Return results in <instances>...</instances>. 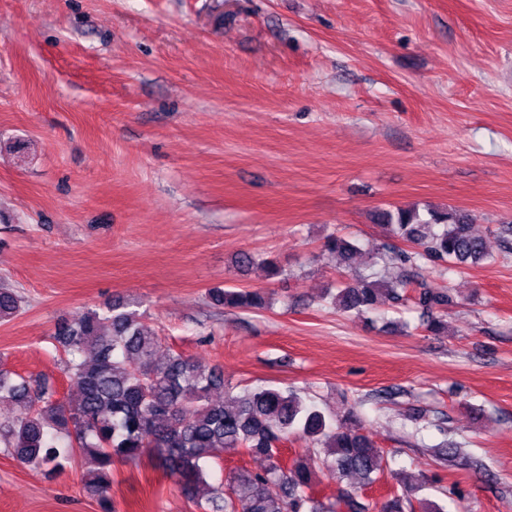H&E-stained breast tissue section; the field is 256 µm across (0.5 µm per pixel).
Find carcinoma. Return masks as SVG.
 <instances>
[{
    "instance_id": "carcinoma-1",
    "label": "carcinoma",
    "mask_w": 512,
    "mask_h": 512,
    "mask_svg": "<svg viewBox=\"0 0 512 512\" xmlns=\"http://www.w3.org/2000/svg\"><path fill=\"white\" fill-rule=\"evenodd\" d=\"M375 220L390 240L379 245L372 266L376 270L336 287L332 302L342 311L363 314L386 305L398 308L419 288L417 304L427 316V328L447 329L448 293L427 286L419 276V261L433 259L461 268L490 257L487 241L474 234L468 213L429 207L380 208ZM404 241L421 247L405 251ZM326 249L349 263L358 246L329 235ZM209 298L228 309L260 310L269 307L261 289L211 288ZM139 303L114 300L75 319L61 322L54 339L64 374L80 388L73 404L55 398L56 389L41 379L25 378L0 368V401L21 405L15 419L0 423V445L12 450L22 464L58 473L64 462L79 455L94 468L85 488L102 506L115 512L110 498L113 467L118 462H147L175 478L181 495L196 512H365L350 492L335 504L318 497L315 469H326L340 482L357 476L368 486L384 472L383 456L351 409L325 415L292 388L246 387L214 401L212 391L224 389V372L174 349L156 359L160 338L144 322ZM20 310L19 297L0 288V321ZM304 437L316 447V458H295L287 463L279 445ZM262 456L266 467L255 472L238 467L218 482H211L213 466L224 451ZM442 463L460 458L450 442L434 449ZM382 512H447L428 499L414 506L416 486L394 475Z\"/></svg>"
}]
</instances>
